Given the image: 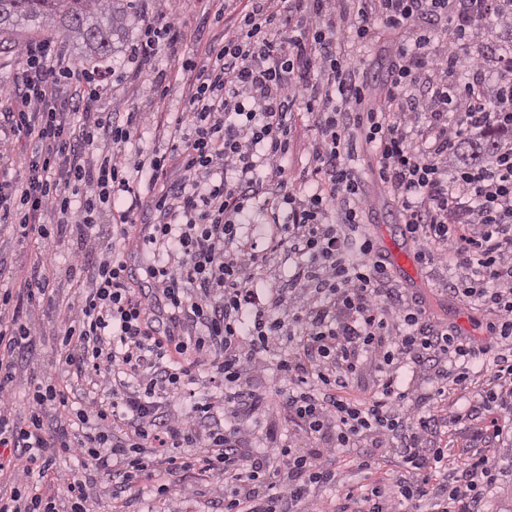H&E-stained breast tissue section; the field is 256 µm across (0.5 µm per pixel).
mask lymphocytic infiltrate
<instances>
[{
    "mask_svg": "<svg viewBox=\"0 0 512 512\" xmlns=\"http://www.w3.org/2000/svg\"><path fill=\"white\" fill-rule=\"evenodd\" d=\"M217 13L221 39L175 65L190 86L186 111L161 148L135 161L128 147L149 113L95 111L93 77L52 42L21 46L19 71L0 84L11 104L0 113V164L11 163L12 138L34 144L24 176L0 179V222L17 215L38 248L17 287L0 292V471L13 470L0 512H87L101 475L113 501L147 487L167 500L182 493L184 472L212 479L209 502L224 512H402L426 496L437 512H476L502 472L487 449L512 439V51L471 43L488 15L512 23V0H222ZM136 22L126 59L142 71L177 45L182 24L161 14ZM383 30L394 51L376 84L354 60ZM66 79L83 111H65ZM306 120L316 165L296 176L286 161ZM492 128L502 139L490 159H460ZM361 143L420 262L470 269L451 291L494 311L489 333L503 348L493 360L394 287L363 229L369 197L348 163ZM258 206L276 222L273 249L299 260L276 288L257 287L264 256L241 241ZM73 236L72 262L58 273L51 248ZM129 253L148 261L138 290ZM63 283L75 293L65 304ZM45 305L59 321L52 371L28 379L20 417L17 364L41 341L31 314ZM282 346L268 368L262 354ZM367 364L373 388L348 396ZM407 365L430 368L432 392L404 387ZM479 367L490 376L479 408L450 418L483 415L493 430L434 487L444 451L423 407ZM203 369L220 395L176 413L172 401ZM260 383L311 443L304 454L281 446L274 469L228 422L261 409ZM363 441L395 454L403 475L346 487L333 506L317 499L336 485L337 459ZM65 454L85 457L87 473L59 471Z\"/></svg>",
    "mask_w": 512,
    "mask_h": 512,
    "instance_id": "1",
    "label": "lymphocytic infiltrate"
}]
</instances>
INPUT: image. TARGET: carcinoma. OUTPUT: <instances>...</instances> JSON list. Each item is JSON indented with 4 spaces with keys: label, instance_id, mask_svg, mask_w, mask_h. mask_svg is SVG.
<instances>
[{
    "label": "carcinoma",
    "instance_id": "cac0c4a2",
    "mask_svg": "<svg viewBox=\"0 0 512 512\" xmlns=\"http://www.w3.org/2000/svg\"><path fill=\"white\" fill-rule=\"evenodd\" d=\"M135 15L134 0H0V33L21 25L57 32L105 61Z\"/></svg>",
    "mask_w": 512,
    "mask_h": 512
}]
</instances>
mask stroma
<instances>
[{"instance_id": "35a3bbf8", "label": "stroma", "mask_w": 512, "mask_h": 512, "mask_svg": "<svg viewBox=\"0 0 512 512\" xmlns=\"http://www.w3.org/2000/svg\"><path fill=\"white\" fill-rule=\"evenodd\" d=\"M137 10L141 13L157 15L161 13H179L183 20L184 36L179 51L190 54L203 50L210 41L222 36L223 23L214 18L216 7L213 0H136ZM139 34L137 26H130L114 40L111 58L103 64L90 63L83 49L75 41L58 34H45L32 28H20L6 34L10 42L8 51H0V81L11 80L19 65L17 46L37 39H51L60 45L65 58L70 64L91 73L98 81L101 97L98 108L103 112H126L131 105L149 107L155 97V83L168 86L169 92L161 103L159 110L166 121H173L177 113L183 112L188 104L187 91L175 78L173 61L169 50H161L154 59L149 71L139 73L128 68L126 48L136 40ZM375 163L374 155L368 147H360L353 165L365 183L371 201L372 210L365 225L372 236L379 253L389 256L391 242H398L404 249L414 250L413 241L402 232L397 222L395 205L386 189L377 182L372 174ZM36 250L29 243L23 242L12 227L0 228V259L4 260L7 271L6 281L20 278L23 265L32 263ZM391 273L396 287L406 289L423 302L430 322L455 328L462 335L470 337L476 344L489 345L490 335L487 325L492 320L486 308L470 304L450 293L451 283L464 279L468 275L465 268L455 265L444 266L438 263L415 264L413 270L407 271L399 266H392ZM488 379L487 372L471 374L465 389L455 390L440 397L434 403L436 415L443 423L437 435L440 446L448 450V467H455L457 462L470 452L473 444V427L448 421L450 410L473 405L479 402L480 394ZM264 397V410L257 417L244 414L235 418L241 426L254 429L255 438L252 446L255 451L266 455H275L276 440H285L297 452H306L307 439L288 425L277 412L279 397L273 389L261 387ZM185 495L171 501L156 499L152 492H144L139 499L130 503L129 512H202L208 497V484L200 482L194 474H186Z\"/></svg>"}]
</instances>
